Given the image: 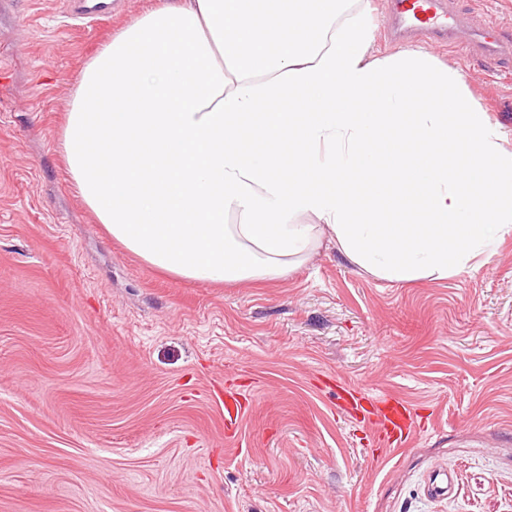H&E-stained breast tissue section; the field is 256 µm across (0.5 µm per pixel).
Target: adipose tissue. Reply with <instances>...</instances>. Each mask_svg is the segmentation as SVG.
I'll return each mask as SVG.
<instances>
[{"mask_svg": "<svg viewBox=\"0 0 512 512\" xmlns=\"http://www.w3.org/2000/svg\"><path fill=\"white\" fill-rule=\"evenodd\" d=\"M342 3L164 0L100 45L58 135L96 222L199 283L284 276L327 233L395 283L493 252L512 234L503 132L425 48L374 56L376 22Z\"/></svg>", "mask_w": 512, "mask_h": 512, "instance_id": "ef3b65f1", "label": "adipose tissue"}]
</instances>
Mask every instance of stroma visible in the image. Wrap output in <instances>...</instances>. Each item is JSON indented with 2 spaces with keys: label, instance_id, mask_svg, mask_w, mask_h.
Returning a JSON list of instances; mask_svg holds the SVG:
<instances>
[{
  "label": "stroma",
  "instance_id": "1",
  "mask_svg": "<svg viewBox=\"0 0 512 512\" xmlns=\"http://www.w3.org/2000/svg\"><path fill=\"white\" fill-rule=\"evenodd\" d=\"M160 2L73 28L63 0H0V512H512V236L445 280L386 282L327 235L286 276L202 284L84 207L56 147L69 91ZM459 6L512 40V0ZM428 50L512 149V59ZM336 383L402 397L410 443L371 457ZM221 400L224 404V432L232 436L230 432L234 430L245 404L231 391H224V400Z\"/></svg>",
  "mask_w": 512,
  "mask_h": 512
}]
</instances>
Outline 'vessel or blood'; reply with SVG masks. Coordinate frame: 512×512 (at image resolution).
Returning a JSON list of instances; mask_svg holds the SVG:
<instances>
[{"label":"vessel or blood","mask_w":512,"mask_h":512,"mask_svg":"<svg viewBox=\"0 0 512 512\" xmlns=\"http://www.w3.org/2000/svg\"><path fill=\"white\" fill-rule=\"evenodd\" d=\"M391 26L385 30L388 40L422 34L435 43L461 49L468 55L496 56L512 49V44L491 28L470 33L467 40L458 34L465 19L457 0H388ZM71 17L92 22L107 16L105 0H65ZM336 406L350 414L365 429L376 451L408 445L415 432L414 414L406 402L393 394L374 395L345 385L335 391Z\"/></svg>","instance_id":"b4317fda"}]
</instances>
